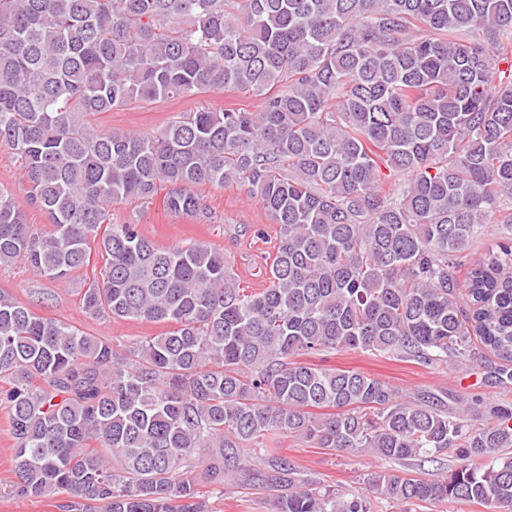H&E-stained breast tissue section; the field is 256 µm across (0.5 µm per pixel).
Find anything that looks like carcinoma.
Masks as SVG:
<instances>
[{
    "instance_id": "cac0c4a2",
    "label": "carcinoma",
    "mask_w": 512,
    "mask_h": 512,
    "mask_svg": "<svg viewBox=\"0 0 512 512\" xmlns=\"http://www.w3.org/2000/svg\"><path fill=\"white\" fill-rule=\"evenodd\" d=\"M242 2L0 0V146L52 225L28 223L0 186V265L61 283L94 253L87 311L172 326L115 344L0 291L10 492H63V512H210L201 468L218 486L243 473L273 512H371L374 494L512 512V457L499 456L512 407L477 397L450 412L294 361L490 352L512 382V74L495 82L512 0ZM223 89L261 109L202 106L157 133L82 119ZM383 168L406 177L398 193ZM229 183L279 225L259 291L206 241L165 248L107 222L112 205L162 189L170 215L201 218L196 188ZM489 224L497 240L471 263ZM283 435L393 461L454 448L463 464L437 479L377 474L343 496L265 448ZM255 447L263 470L247 466Z\"/></svg>"
}]
</instances>
